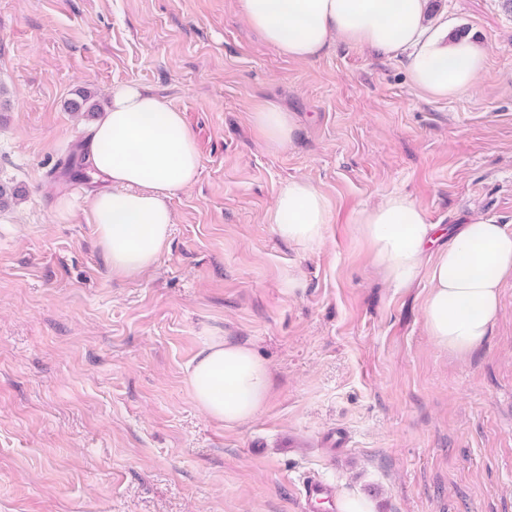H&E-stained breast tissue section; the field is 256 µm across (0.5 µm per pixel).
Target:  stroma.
I'll return each mask as SVG.
<instances>
[{
	"instance_id": "35a3bbf8",
	"label": "stroma",
	"mask_w": 512,
	"mask_h": 512,
	"mask_svg": "<svg viewBox=\"0 0 512 512\" xmlns=\"http://www.w3.org/2000/svg\"><path fill=\"white\" fill-rule=\"evenodd\" d=\"M430 2L429 27L487 54L470 89L437 100L411 86L408 53L337 40L299 62L237 0H0V184L16 192L0 208V512H308L310 475L372 512H512V276L461 358L427 333L428 278L391 287L353 226L400 193L432 224L512 230V6ZM124 83L183 112L201 157L166 248L130 278L82 212L55 211L93 187V116L67 101L87 89L103 106ZM267 102L298 124L278 152L251 120ZM292 177L330 202L319 246L266 221ZM215 333L272 371L266 408L233 429L186 384Z\"/></svg>"
}]
</instances>
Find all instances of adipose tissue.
Segmentation results:
<instances>
[{
	"mask_svg": "<svg viewBox=\"0 0 512 512\" xmlns=\"http://www.w3.org/2000/svg\"><path fill=\"white\" fill-rule=\"evenodd\" d=\"M238 7L269 44L301 62L337 39L380 55L408 52L412 85L433 98L469 89L485 68L486 54L472 41L428 28V0H238ZM253 123L274 152L297 134L294 117L273 103L260 105ZM83 156L102 182L90 198L88 221L113 273L136 276L168 244L173 194L198 179L195 139L166 99L119 85L89 127ZM267 220L279 238L314 247L333 216L323 193L295 177L280 188ZM354 222L391 287H409L428 274L424 318L438 348L464 355L483 343L499 313L502 282L512 275V231L478 215L446 239L416 202L398 193L361 209ZM186 383L198 408L228 428L254 419L271 388L269 368L252 348L218 335L208 336L189 362Z\"/></svg>",
	"mask_w": 512,
	"mask_h": 512,
	"instance_id": "1",
	"label": "adipose tissue"
}]
</instances>
